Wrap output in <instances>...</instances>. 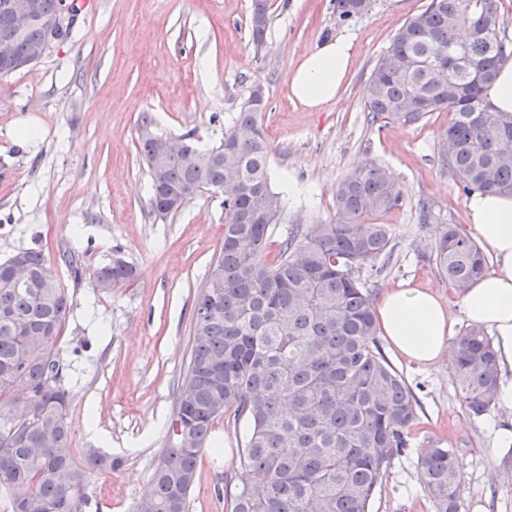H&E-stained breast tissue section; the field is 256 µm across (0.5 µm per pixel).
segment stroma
Returning <instances> with one entry per match:
<instances>
[{
	"instance_id": "1",
	"label": "stroma",
	"mask_w": 512,
	"mask_h": 512,
	"mask_svg": "<svg viewBox=\"0 0 512 512\" xmlns=\"http://www.w3.org/2000/svg\"><path fill=\"white\" fill-rule=\"evenodd\" d=\"M429 0H366L341 19L336 0H272L262 50L249 33L252 0H85L68 39L42 58L0 77V261L17 251H42L67 288L71 307L58 349L70 392V448L118 459L92 477L82 512H135L166 446L176 391L185 374L195 296L224 242L221 198L192 199L174 216L155 218L139 123L157 134L219 144L255 86L268 100L262 114L270 179L283 220L273 240L298 224L335 214L337 182L357 166L388 169L403 186L401 206L377 216L394 230L385 270L367 286L374 298L405 283L450 299L456 329L460 300L429 255L448 225L469 229L467 198L442 163L452 115L432 113L411 124H372L363 88L397 29ZM352 33L355 58L335 106L308 112L291 97L288 75L324 39ZM33 137L16 144L21 125ZM429 220L419 221L420 205ZM83 257L73 280L65 256ZM137 279L96 292L94 270L114 253ZM384 353L418 400V423L406 455L394 459L371 512H433L425 495L419 451L437 441L454 449L462 487L459 512L476 503L512 512V470L501 460L494 431L504 413L469 414L456 388L451 353L419 370L392 348ZM246 425L220 421L190 493L189 512H230Z\"/></svg>"
}]
</instances>
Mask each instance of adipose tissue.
<instances>
[{"instance_id":"adipose-tissue-1","label":"adipose tissue","mask_w":512,"mask_h":512,"mask_svg":"<svg viewBox=\"0 0 512 512\" xmlns=\"http://www.w3.org/2000/svg\"><path fill=\"white\" fill-rule=\"evenodd\" d=\"M354 59L351 35L325 40L291 68L289 89L294 101L310 112L335 105ZM469 222L493 255L496 269L463 295L460 308L468 323L487 328L504 375L496 402L505 410L496 445L512 446V196L476 191L468 201ZM379 328L408 363L434 366L448 346L454 321L449 303L435 290L408 286L385 292L376 307Z\"/></svg>"}]
</instances>
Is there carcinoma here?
<instances>
[{
	"instance_id": "1",
	"label": "carcinoma",
	"mask_w": 512,
	"mask_h": 512,
	"mask_svg": "<svg viewBox=\"0 0 512 512\" xmlns=\"http://www.w3.org/2000/svg\"><path fill=\"white\" fill-rule=\"evenodd\" d=\"M39 23L15 43L23 63L44 45L48 25L65 22L69 37L81 6L62 19L59 0H38ZM349 19L365 0H336ZM269 0H253L251 40L264 47ZM462 63L448 64V51ZM512 52L501 37L497 0H429L394 34L363 89L375 124H412L434 112L453 113L446 131L448 168L465 195H512V113L488 112L483 92ZM448 67L433 82L431 70ZM254 91L242 103L223 141L201 149L184 143L186 157L158 166L161 136L144 116L139 147L149 174L150 206L178 212L169 193L187 203L224 186V242L210 263L192 314L189 363L167 430V448L152 474V489L135 512H189V495L214 425L227 413L248 424L239 454V483L231 512H370L391 461L409 447L418 401L378 342L374 299L362 270L379 277L374 261L392 251L393 228L368 224L400 206L404 191L385 168L369 163L336 184L335 215L298 224L270 250L283 209L265 214L276 196L270 185L269 146ZM437 273L461 296L486 271V256L464 230L448 225L431 251ZM21 258L36 280L49 261L26 249L0 262V489L12 512H80L88 478L112 470L97 449L70 451L69 391L57 343L70 310L57 277L35 294L8 286ZM121 256L93 272L108 293L134 281ZM454 376L475 417L495 405L500 370L484 328L470 325L453 345ZM425 494L434 512H458L461 476L455 452L437 442L420 456Z\"/></svg>"
}]
</instances>
